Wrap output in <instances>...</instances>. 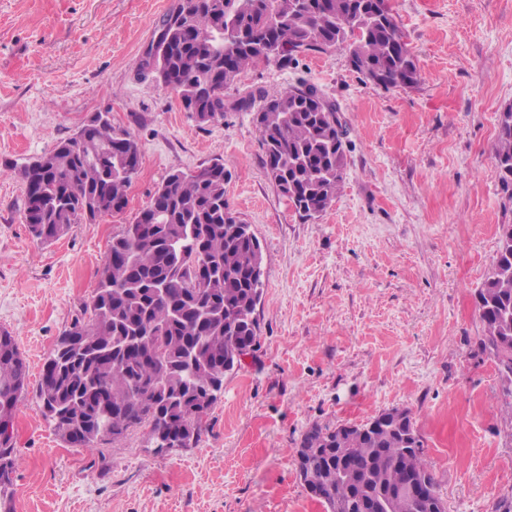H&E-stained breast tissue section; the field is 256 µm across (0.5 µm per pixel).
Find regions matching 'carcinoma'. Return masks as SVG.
Here are the masks:
<instances>
[{
    "instance_id": "carcinoma-1",
    "label": "carcinoma",
    "mask_w": 512,
    "mask_h": 512,
    "mask_svg": "<svg viewBox=\"0 0 512 512\" xmlns=\"http://www.w3.org/2000/svg\"><path fill=\"white\" fill-rule=\"evenodd\" d=\"M159 25L174 45L152 82L188 100L187 111L254 113L267 175L303 219L325 213L344 181L347 130L336 104L314 84L273 97L251 90L227 103L224 90L258 63L286 67L299 54L338 51L376 86L406 88L419 78L386 0H177ZM494 159L500 193L512 202V105L499 115ZM40 161L22 171L23 220L51 244L74 224L124 208L141 150L131 132L91 120ZM225 181L221 159L199 175L168 174L136 221L112 238L90 303L47 359L57 372L36 390L65 443L94 451L145 424L157 448H190L224 376L256 348L263 248L237 226ZM475 304L484 330L478 350L496 359L512 396V224L500 225ZM27 379L14 337L1 329L0 423L13 420ZM13 441L0 432V512H14ZM297 447L312 449L298 465L327 512L380 493L389 495L382 512H430L395 492L411 475L425 482L428 501L444 504L408 410L401 423L377 416L371 426L315 424Z\"/></svg>"
}]
</instances>
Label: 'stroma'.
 <instances>
[{"instance_id":"stroma-1","label":"stroma","mask_w":512,"mask_h":512,"mask_svg":"<svg viewBox=\"0 0 512 512\" xmlns=\"http://www.w3.org/2000/svg\"><path fill=\"white\" fill-rule=\"evenodd\" d=\"M176 0H0V329L29 365L15 418V512H325L297 474L310 426L410 410L449 512H512V397L475 349L474 294L512 224L493 159L512 105V0H389L419 70L363 81L340 56L249 67L228 97L308 81L336 101L350 145L331 207L301 219L268 177L248 112L202 125L140 80V52ZM141 164L127 206L53 244L23 221L22 169L96 113ZM225 199L264 253L259 344L191 448L148 429L95 451L65 444L35 398L58 337L90 302L114 236L176 170L214 159Z\"/></svg>"}]
</instances>
